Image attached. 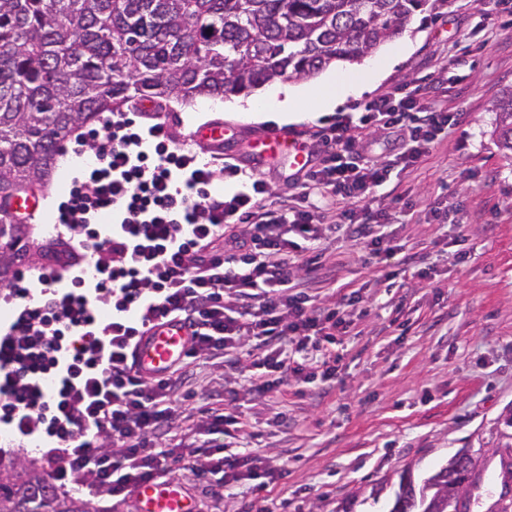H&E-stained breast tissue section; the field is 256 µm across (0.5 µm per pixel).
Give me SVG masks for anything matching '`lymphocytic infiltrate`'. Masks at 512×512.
I'll list each match as a JSON object with an SVG mask.
<instances>
[{
	"mask_svg": "<svg viewBox=\"0 0 512 512\" xmlns=\"http://www.w3.org/2000/svg\"><path fill=\"white\" fill-rule=\"evenodd\" d=\"M458 120L427 100L422 85L406 84L367 101L358 118L323 129L329 152L306 176L341 203L335 229L372 255L394 254L384 231L390 216L372 209L369 196L393 168L416 165ZM357 126L381 132L390 156L363 153ZM76 143L94 158L59 207L37 279L22 271L0 288L15 304L0 332V423L25 438L48 437L42 456L51 479L80 486L89 498L126 499L186 456L221 473L225 488L250 482L266 490L275 473L261 455L167 444L178 417L177 380L137 374L132 350L176 316L192 329L190 358H221L236 368L248 345L259 352L257 367L302 377L306 366L294 353L313 337L332 344L347 335L361 301L354 291L337 306L316 307L292 290L293 253L320 238L311 203L269 208L259 180L245 192L211 194L217 174L243 177L246 169L226 161L217 167L176 147L161 122L144 128L116 117L77 133ZM229 297L238 307L226 305Z\"/></svg>",
	"mask_w": 512,
	"mask_h": 512,
	"instance_id": "f902f5d3",
	"label": "lymphocytic infiltrate"
}]
</instances>
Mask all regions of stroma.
Returning a JSON list of instances; mask_svg holds the SVG:
<instances>
[{"instance_id": "obj_1", "label": "stroma", "mask_w": 512, "mask_h": 512, "mask_svg": "<svg viewBox=\"0 0 512 512\" xmlns=\"http://www.w3.org/2000/svg\"><path fill=\"white\" fill-rule=\"evenodd\" d=\"M402 37L412 49L387 78L338 113L318 112L287 130L316 164L327 151L319 129L397 84L419 82L459 113L458 124L415 167L393 170L397 194L381 187L370 201L390 214L386 230L396 244L422 262L398 272V257L370 256L329 228L314 249L298 253L301 261L317 252L324 264L341 266L335 279L313 289L315 304H336L353 291L362 298L349 335L303 352L312 361L335 360L333 378L318 368L301 381L271 372L274 388L257 400L248 391L257 373L252 357L242 356L234 375L217 359L186 360L175 397L182 422L169 433L172 443L225 444L233 453L244 447L284 473L259 498L244 484L225 492L216 478L198 475L194 462L177 463L168 478L186 487L198 512H342L354 498L361 501L355 512H384L403 471L427 475L464 449L491 456L512 416V155L499 146L495 112L512 96V14L492 0H440L416 13ZM124 112L137 122H164L181 144L197 126L222 119L233 136L229 155L268 185L273 205L305 193L330 206L309 193L287 154L252 160L249 147L268 122L224 110L210 97L187 105L173 99L155 114L133 104ZM72 178L55 172L42 191L43 214L30 223L33 241L47 242L43 228L54 223ZM390 270L397 273L391 280ZM213 408L238 416L239 424L226 435L211 433ZM378 485L380 501L368 505Z\"/></svg>"}]
</instances>
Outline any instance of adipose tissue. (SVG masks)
I'll return each instance as SVG.
<instances>
[{
	"mask_svg": "<svg viewBox=\"0 0 512 512\" xmlns=\"http://www.w3.org/2000/svg\"><path fill=\"white\" fill-rule=\"evenodd\" d=\"M411 49L402 44L387 54L366 61L359 77L348 79L326 74L320 92H313L304 85L278 84L268 89L265 96L248 104L252 118L264 120L277 118L285 122L297 120L306 103H314L323 112L334 111L344 104L348 97H358L381 79L388 76L398 62Z\"/></svg>",
	"mask_w": 512,
	"mask_h": 512,
	"instance_id": "1",
	"label": "adipose tissue"
}]
</instances>
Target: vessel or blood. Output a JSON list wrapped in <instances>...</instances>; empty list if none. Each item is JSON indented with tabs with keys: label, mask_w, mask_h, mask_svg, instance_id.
I'll return each instance as SVG.
<instances>
[{
	"label": "vessel or blood",
	"mask_w": 512,
	"mask_h": 512,
	"mask_svg": "<svg viewBox=\"0 0 512 512\" xmlns=\"http://www.w3.org/2000/svg\"><path fill=\"white\" fill-rule=\"evenodd\" d=\"M194 141L214 148H224L229 143L223 121L202 124L192 132ZM292 134L272 129L259 136L255 156L261 157L284 149H294ZM189 330L172 318L154 327L138 343L135 352L136 367L140 372L156 377L165 376L170 368L182 361L189 351ZM137 512H196L192 498L182 485L150 480L137 485L134 492Z\"/></svg>",
	"instance_id": "b4317fda"
}]
</instances>
